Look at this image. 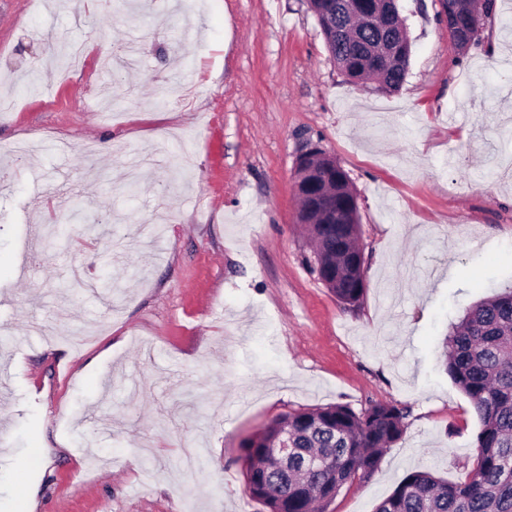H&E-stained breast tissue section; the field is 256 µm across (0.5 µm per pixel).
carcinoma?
<instances>
[{"mask_svg": "<svg viewBox=\"0 0 512 512\" xmlns=\"http://www.w3.org/2000/svg\"><path fill=\"white\" fill-rule=\"evenodd\" d=\"M356 0H308L326 48L353 82L370 77L383 90L398 88L405 79L412 45L397 0L369 21L350 12ZM492 0L473 14L469 0H445L448 34L461 48L480 40L482 20ZM395 39L401 53L386 59L377 42ZM336 209H358L357 196L336 166ZM319 185L308 179L299 198L300 213L312 245V272L347 305L357 303L366 286L359 225L350 220L322 223L309 210ZM443 366L476 410L481 429L478 455L470 478L450 483L427 471L410 473L379 502L374 512H512V290L482 301L452 326L443 347ZM411 407L371 403L356 411L346 404L292 410L262 426L241 443L251 496L268 512H327L339 492L369 477L384 453L402 438ZM288 436L294 448L288 471L272 472L269 449ZM319 459L310 470L305 460Z\"/></svg>", "mask_w": 512, "mask_h": 512, "instance_id": "cac0c4a2", "label": "carcinoma"}]
</instances>
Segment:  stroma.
Instances as JSON below:
<instances>
[{
  "mask_svg": "<svg viewBox=\"0 0 512 512\" xmlns=\"http://www.w3.org/2000/svg\"><path fill=\"white\" fill-rule=\"evenodd\" d=\"M399 9L385 92L338 69L307 0H0V512L24 487L35 512H267L242 440L372 400L410 405L406 434L329 512L414 471L468 480L481 424L440 358L512 289V0L465 50L441 0ZM310 142L357 194L352 307L307 262Z\"/></svg>",
  "mask_w": 512,
  "mask_h": 512,
  "instance_id": "obj_1",
  "label": "stroma"
}]
</instances>
